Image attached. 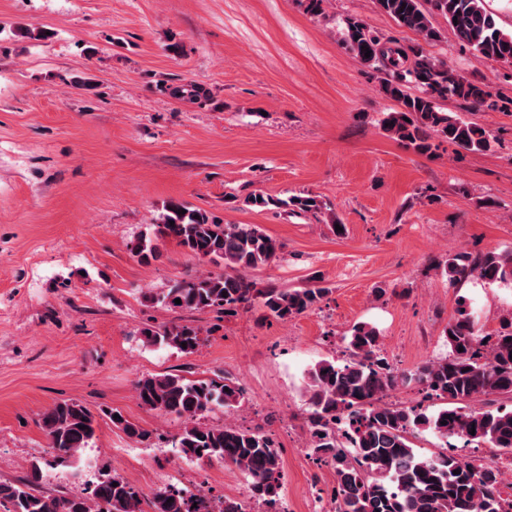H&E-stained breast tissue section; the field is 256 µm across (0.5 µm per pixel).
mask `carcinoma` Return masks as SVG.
Listing matches in <instances>:
<instances>
[{"instance_id": "1", "label": "carcinoma", "mask_w": 512, "mask_h": 512, "mask_svg": "<svg viewBox=\"0 0 512 512\" xmlns=\"http://www.w3.org/2000/svg\"><path fill=\"white\" fill-rule=\"evenodd\" d=\"M379 7L425 42L440 35L429 17L448 19L461 45L487 58L512 64V32L498 28L484 0H377ZM342 41L363 62L381 65L383 94L398 108L383 113L380 126L387 136L421 155L434 154L433 140L442 139L466 152L491 148L493 136L476 123L445 112L440 101L455 99L471 107L495 108L487 84L462 75L446 62L418 49L375 35L357 18H347ZM370 57H365V53ZM420 88L409 91V85ZM206 90L194 83L174 88L172 96L198 100ZM255 207H289L292 213H317L322 202L307 195L286 200L254 193ZM172 239L215 270L177 283L163 294L164 305L186 311L212 310L231 316L240 309L260 306L267 316L282 321L314 308L330 292L315 285L256 289L247 273L276 260L282 244L254 224H225L207 211L183 202H166L151 233L127 244L140 262L160 255V241ZM451 284L479 279L490 285L512 286V250L488 251L476 257L460 253L438 264ZM181 303H175V300ZM147 346H163L184 354L201 343L189 325L145 326L139 331ZM448 352L420 366L410 379L445 407L428 415L414 406L385 401L405 378L380 356L378 331L366 324L353 326L350 360L342 365L322 360L309 371L307 383L310 453L332 465L336 487L330 512H500L504 474L494 466L475 467L444 450L419 453L412 439L431 431L442 439L468 446L484 445L499 455H512V409L476 408L491 396L512 397V313L503 317L493 334L476 327L465 300L442 336ZM136 397L148 410L170 415L182 423L172 444L180 457L198 462L218 460L241 470L249 479V499L265 512H285L279 450L261 429L243 430L230 424L203 422L217 408L234 409L245 391L231 377L191 380L165 373L140 378ZM112 425L143 443L151 433L117 411ZM98 421L84 404L62 400L44 412L40 427L48 439L51 459L31 466L21 482H0L3 512H247L246 503L224 500L217 505L206 495L187 488L165 486L145 494L124 477L102 473L82 495H51L36 485L42 466L64 464L81 457L95 437Z\"/></svg>"}]
</instances>
